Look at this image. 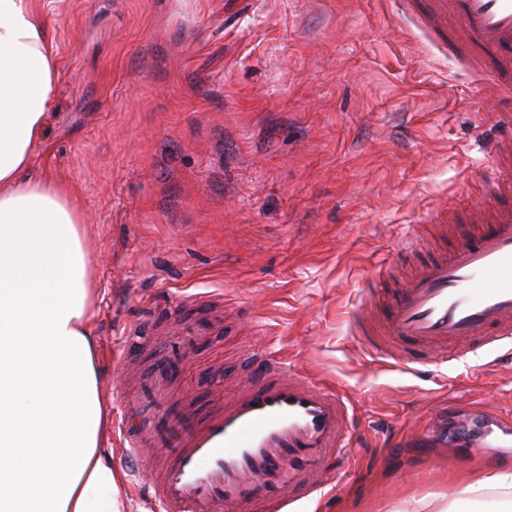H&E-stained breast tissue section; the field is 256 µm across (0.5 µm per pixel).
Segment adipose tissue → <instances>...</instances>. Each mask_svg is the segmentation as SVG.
I'll use <instances>...</instances> for the list:
<instances>
[{
	"instance_id": "adipose-tissue-1",
	"label": "adipose tissue",
	"mask_w": 512,
	"mask_h": 512,
	"mask_svg": "<svg viewBox=\"0 0 512 512\" xmlns=\"http://www.w3.org/2000/svg\"><path fill=\"white\" fill-rule=\"evenodd\" d=\"M52 0H0V512H122L94 366L96 290L83 214L31 160L57 94ZM495 492L512 512V470L476 471L441 507Z\"/></svg>"
}]
</instances>
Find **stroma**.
Returning <instances> with one entry per match:
<instances>
[{
  "mask_svg": "<svg viewBox=\"0 0 512 512\" xmlns=\"http://www.w3.org/2000/svg\"><path fill=\"white\" fill-rule=\"evenodd\" d=\"M58 93L36 173L84 216L98 302L95 366L111 415L133 405L112 354L126 325L187 296L233 324L192 353L175 412L224 400L244 351L334 386L357 420L351 459L290 512H389L454 499L474 465L512 468L462 425L512 417V359L376 360L349 318L431 205L463 220L480 193L501 92L460 75L393 0H54ZM446 435L412 441L432 416Z\"/></svg>",
  "mask_w": 512,
  "mask_h": 512,
  "instance_id": "35a3bbf8",
  "label": "stroma"
}]
</instances>
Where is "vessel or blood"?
I'll use <instances>...</instances> for the list:
<instances>
[{"label":"vessel or blood","mask_w":512,"mask_h":512,"mask_svg":"<svg viewBox=\"0 0 512 512\" xmlns=\"http://www.w3.org/2000/svg\"><path fill=\"white\" fill-rule=\"evenodd\" d=\"M401 22L454 54L467 71L512 76V0H394ZM497 119L499 137L481 179L482 202L470 230L426 263L392 303L376 309L371 281L353 333L380 359L420 346L435 361L448 344L481 348L512 341V108ZM218 314L180 319L176 337L157 350L148 380L125 412L120 444L153 471L161 512H288L316 495L337 459L350 455L355 431L346 398L282 358L255 357L250 382L206 416L176 420L165 412L169 390L195 345L222 330ZM151 330L128 325L113 363L125 370Z\"/></svg>","instance_id":"obj_1"}]
</instances>
